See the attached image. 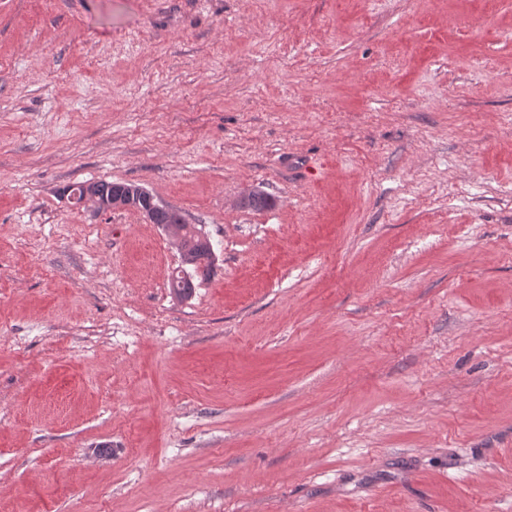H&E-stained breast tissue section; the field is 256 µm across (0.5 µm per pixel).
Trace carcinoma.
<instances>
[{
  "mask_svg": "<svg viewBox=\"0 0 512 512\" xmlns=\"http://www.w3.org/2000/svg\"><path fill=\"white\" fill-rule=\"evenodd\" d=\"M73 188L81 191L88 189L96 202L103 203L115 198L137 185L127 182L95 181L86 185L73 184ZM137 207L147 212L148 221L160 224L164 228H173L179 235L178 250L181 254V265L171 278V288L177 295L187 298L194 291V280L207 279L211 276L214 264V251L210 240L193 224L185 223L182 215L169 208L155 198L140 196L136 198Z\"/></svg>",
  "mask_w": 512,
  "mask_h": 512,
  "instance_id": "obj_1",
  "label": "carcinoma"
}]
</instances>
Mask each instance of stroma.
I'll return each instance as SVG.
<instances>
[{"label":"stroma","mask_w":512,"mask_h":512,"mask_svg":"<svg viewBox=\"0 0 512 512\" xmlns=\"http://www.w3.org/2000/svg\"><path fill=\"white\" fill-rule=\"evenodd\" d=\"M0 512H512V0H0ZM87 185L90 194L95 197V201L103 203L111 198L118 197L125 194L131 189L137 188L138 185L127 182H109V181H95L90 183H75L67 188H75L80 191V197L76 203H83V189ZM135 193L151 196L136 198L137 207L147 212L150 223L161 224L165 229L173 228L178 233L181 265L172 275L170 285L174 293L188 298L194 291L196 278L203 280L211 276L215 254L210 240L195 225L186 224L178 211L156 201L150 192L139 187ZM144 211L140 213L143 215Z\"/></svg>","instance_id":"stroma-1"}]
</instances>
